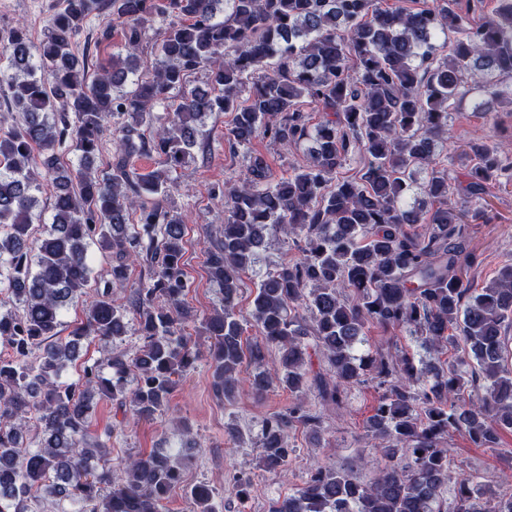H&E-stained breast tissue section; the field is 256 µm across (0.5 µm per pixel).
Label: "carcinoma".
<instances>
[{"mask_svg": "<svg viewBox=\"0 0 512 512\" xmlns=\"http://www.w3.org/2000/svg\"><path fill=\"white\" fill-rule=\"evenodd\" d=\"M34 44L27 30L0 31L8 65L0 85L8 107L0 124V512H28L47 498L57 512H163L183 482L180 454L155 448L122 462L114 485L106 444L91 435L93 399L106 395L150 420L164 406L174 377L202 357L181 334L198 320L185 297V232L168 203L171 172L203 148L199 123L229 112L230 146L255 136L288 149L304 141L307 163L273 181L264 157H250L242 177L212 188L227 217L210 238L207 270L224 290V305L203 319L215 395L231 400L245 358L261 363L278 348L275 374L249 381L257 395L273 383L294 402L262 426V466L277 471L291 452L290 429H316L312 392L336 406L342 391L374 371L385 387L371 417L374 438L389 465L370 483L350 470L313 468L294 494L270 512H512V493H482L469 476L450 471L448 435L512 459L498 430L512 429V364L505 357L512 329V262L484 288H474L460 257L466 254L463 217L486 218V186L512 180L501 150L471 143L457 155L467 209L448 202L447 171L433 166L437 139L463 95L466 76L482 99L475 108L512 112V0H499L480 23L457 12L456 0H416L382 7L380 0H62ZM102 16L122 26L126 55L87 80V59L73 52L84 23ZM167 21L152 73L137 75L147 29ZM453 39H448V34ZM206 74L203 88L187 78ZM134 88L126 91L129 76ZM321 112L315 125L300 101ZM158 104L167 111L156 112ZM112 122V172L98 174ZM69 145L78 165L60 162ZM157 155L163 168L139 173L132 154ZM358 154L360 175L333 181ZM426 172L423 200L411 201L415 172ZM53 186L52 223L34 236L41 190ZM138 218H133V215ZM304 238L303 256L284 263L257 286L250 319L259 336L242 345L235 312L242 275L258 261L265 233ZM109 253L110 279L92 282L88 247ZM146 266V279L124 303L112 288ZM85 299L84 319L60 337L69 305ZM135 316L142 346L103 361H84L77 378L60 380L83 342H112ZM403 328L426 346L457 348L473 369L415 363L406 352L356 358L365 328ZM311 335L334 379L308 375ZM135 374L134 384L128 377ZM482 382L487 396L462 412L455 399ZM39 428L36 447L27 419ZM452 490V503L443 493ZM196 512H215L206 484L190 489Z\"/></svg>", "mask_w": 512, "mask_h": 512, "instance_id": "cac0c4a2", "label": "carcinoma"}]
</instances>
